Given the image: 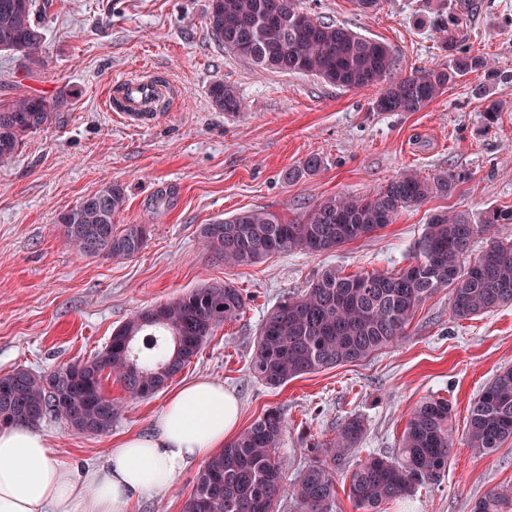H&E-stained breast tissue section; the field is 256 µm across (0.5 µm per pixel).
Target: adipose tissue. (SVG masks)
Returning <instances> with one entry per match:
<instances>
[{
    "instance_id": "1",
    "label": "adipose tissue",
    "mask_w": 512,
    "mask_h": 512,
    "mask_svg": "<svg viewBox=\"0 0 512 512\" xmlns=\"http://www.w3.org/2000/svg\"><path fill=\"white\" fill-rule=\"evenodd\" d=\"M239 402L203 378L169 396L152 431L124 437L97 467L69 479L45 434L0 429V512H129L168 488L191 462L223 449L238 425Z\"/></svg>"
}]
</instances>
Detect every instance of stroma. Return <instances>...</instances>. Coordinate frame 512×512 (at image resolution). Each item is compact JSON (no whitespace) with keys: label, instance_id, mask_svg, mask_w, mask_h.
<instances>
[{"label":"stroma","instance_id":"obj_1","mask_svg":"<svg viewBox=\"0 0 512 512\" xmlns=\"http://www.w3.org/2000/svg\"><path fill=\"white\" fill-rule=\"evenodd\" d=\"M470 2L463 11L460 0H448L461 13L455 44L488 59L499 78L468 74L419 112H376V88L343 90L228 53L208 32L210 0H54L42 67L26 69L0 51V102L34 95L56 106L55 122L0 165V374L23 367L44 375L93 357L136 312L195 288L226 281L246 298L244 313L218 328L165 390L134 398L106 380L121 402L109 432L76 435L60 420L39 424L70 475L101 463L124 435L148 433L169 392L209 378L237 397L241 426L280 410L279 453L290 480L344 420L363 419L358 450L336 472L333 512H365L349 496L347 474L366 456H395L411 413L428 399L451 408L448 470L381 512H472L490 489L512 491V440L481 456L465 438L472 404L501 368L512 367V304L460 321L442 288L420 304L397 345L365 360L278 388L250 371L266 312L322 270L393 273L413 262L432 214L512 208V0ZM301 4L385 43L398 74L446 60L434 0H380L368 13L355 0ZM145 74L171 90L163 112L136 126L106 111L111 84ZM218 82L238 90L243 112L215 109L210 89ZM484 83L505 105L493 125L473 94ZM313 154L321 169L289 180ZM406 171L465 180L452 195L407 208L392 224L319 255L295 251L227 266L198 239L201 225L246 209L296 220L327 197L364 195ZM113 182L125 192L116 224L148 223V242L126 259L80 255L57 218ZM202 468L188 465L136 512H182Z\"/></svg>","mask_w":512,"mask_h":512}]
</instances>
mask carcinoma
<instances>
[{
  "label": "carcinoma",
  "mask_w": 512,
  "mask_h": 512,
  "mask_svg": "<svg viewBox=\"0 0 512 512\" xmlns=\"http://www.w3.org/2000/svg\"><path fill=\"white\" fill-rule=\"evenodd\" d=\"M267 0H211L207 24L224 50L274 72L316 76L345 89L375 87L376 112H419L450 84L470 72L484 70L487 61L459 50L452 30L460 19L448 9L437 15L438 31L448 62L419 68L398 80L391 77L396 60L389 48L362 37L344 25L304 10L298 0H281L279 17L264 16ZM50 0H0V51L28 66H40L45 39L44 19ZM485 100L484 119L493 124L503 110L487 86L474 88ZM214 105L224 112L243 109L236 89L222 82L210 89ZM54 106L38 96L0 103V164L19 151L24 138L55 122ZM322 158L308 156L293 179L313 175ZM460 176L439 174L423 179L406 172L362 196L328 197L299 220L284 221L264 209H248L203 224L199 237L205 247L240 265L296 250L318 255L355 241L393 223L400 211L435 196L452 194ZM122 185L111 183L83 198L73 211L74 223L62 219L63 236L76 251L93 255L88 240L101 226L109 228L104 249L109 258H129L145 247L147 224L117 229L114 219L123 209ZM512 209H488L478 217L433 214L418 240L413 263L397 273L346 275L328 268L301 294L289 295L263 318L250 370L266 385L279 387L302 375L368 358L397 343L419 304L440 288L448 289L453 316L469 320L512 303V241L493 232L511 224ZM484 237V248L473 258V239ZM242 291L231 283L196 288L186 295L146 307L118 326L109 343L90 360L78 363L76 377L53 389L46 377L25 368L0 375V426H36L48 417L62 419L79 434H103L121 411L106 395L104 373L113 375L132 397L147 398L163 389L197 356L214 330L236 320L244 311ZM284 421L277 410L256 418L200 471L183 512H274L277 501L294 500L301 512H332L336 495V465L357 450L364 433L358 417L345 420L325 453L315 457L296 477L286 481L278 455ZM512 439V367L499 371L474 402L467 423V445L487 454ZM453 446L448 402L428 400L409 418L395 458L368 457L349 477L350 497L369 512L382 502L408 494L415 487L436 483L448 468ZM475 512H512V496L491 490Z\"/></svg>",
  "instance_id": "carcinoma-1"
}]
</instances>
